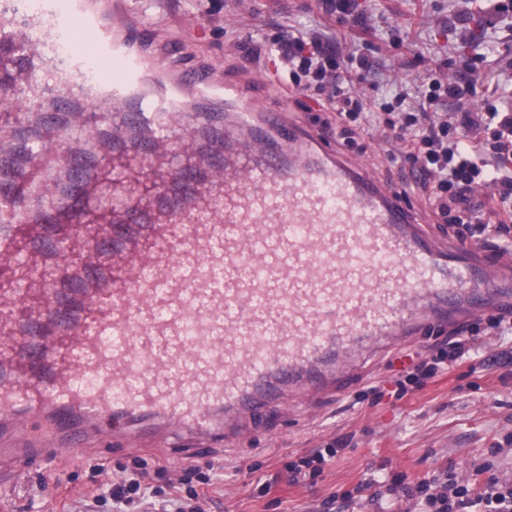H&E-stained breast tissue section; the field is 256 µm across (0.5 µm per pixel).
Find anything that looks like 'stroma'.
Listing matches in <instances>:
<instances>
[{"label":"stroma","instance_id":"obj_1","mask_svg":"<svg viewBox=\"0 0 512 512\" xmlns=\"http://www.w3.org/2000/svg\"><path fill=\"white\" fill-rule=\"evenodd\" d=\"M358 2L370 24L366 32L353 19L327 14L321 0H126L132 14L147 12L155 22L150 54L157 68L179 71L210 61L231 74L261 69L266 85L288 95L291 110L303 121L323 115L315 91L291 89L287 71L268 52L272 37L293 29L360 39V51L372 64L358 82L368 96L394 95L400 85L419 84L434 62L478 53L488 82L477 98L502 91L505 104L512 105V16L487 24L488 0L468 7L461 0ZM344 154L367 162L375 180L400 186L399 165L386 159L383 147L369 141ZM474 338L475 359L409 387L402 398L371 401V388L385 386L391 374L388 364L397 357L392 351L370 359V379L350 395L293 408L280 431L256 430L249 450L215 448L213 456L224 468L205 489L208 512H325L326 499L385 471L415 482L440 469L465 473L479 462L511 476L512 342L486 330ZM336 439L344 440L345 448L315 484H288L284 463ZM135 455L172 471L206 463L202 457L193 462L174 457L161 447L49 458L16 484L11 472L0 473V512H79L92 488L93 467L114 470ZM261 483L270 486L262 497L255 491Z\"/></svg>","mask_w":512,"mask_h":512}]
</instances>
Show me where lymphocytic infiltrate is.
Wrapping results in <instances>:
<instances>
[{"label":"lymphocytic infiltrate","instance_id":"f902f5d3","mask_svg":"<svg viewBox=\"0 0 512 512\" xmlns=\"http://www.w3.org/2000/svg\"><path fill=\"white\" fill-rule=\"evenodd\" d=\"M273 45L293 86L318 92L320 105L340 124L347 145L366 135L384 145L387 158L403 157L407 179L454 236L477 242L488 224L504 228L512 223V108H501L494 99L484 100L479 109L469 108L481 80L479 56L428 69L416 92L404 88L393 97L371 99L341 86L343 65L366 71L370 63L336 36L291 33L277 36ZM449 99L462 103V110L443 111ZM472 352L469 338L450 335L431 362L417 364L395 380L394 396ZM337 454L332 441L289 461L284 466L289 484L314 482ZM483 471L480 465L469 477L441 471L413 484L397 474L382 490L369 478L344 498L349 501L369 491L379 499L401 492L415 500L421 512H512V480H486ZM210 480L209 473L191 465L159 486L147 462L137 457L132 466L113 472L108 493L93 495L92 504L111 506L112 512H141L143 502L152 497L158 503L155 512H204L199 489Z\"/></svg>","mask_w":512,"mask_h":512}]
</instances>
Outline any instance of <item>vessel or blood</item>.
I'll return each instance as SVG.
<instances>
[{"mask_svg": "<svg viewBox=\"0 0 512 512\" xmlns=\"http://www.w3.org/2000/svg\"><path fill=\"white\" fill-rule=\"evenodd\" d=\"M48 7L25 40L0 27V63L24 80L53 43L105 84L48 103L63 128L95 114L83 147L0 127V459L16 476L107 439L242 444L297 400L346 395L372 355L512 314L500 264L433 239L406 192L258 99L260 74L148 69L123 0ZM106 150L132 176L127 207L100 216L72 190Z\"/></svg>", "mask_w": 512, "mask_h": 512, "instance_id": "vessel-or-blood-1", "label": "vessel or blood"}]
</instances>
